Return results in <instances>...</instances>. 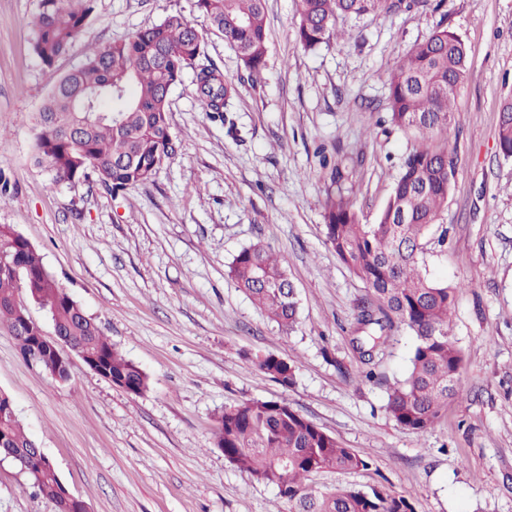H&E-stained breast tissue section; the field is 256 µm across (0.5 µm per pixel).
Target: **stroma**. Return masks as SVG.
Wrapping results in <instances>:
<instances>
[{"mask_svg": "<svg viewBox=\"0 0 512 512\" xmlns=\"http://www.w3.org/2000/svg\"><path fill=\"white\" fill-rule=\"evenodd\" d=\"M270 43L261 74L245 71L223 36L206 34L196 67H215L237 92L211 120L195 69L170 91L175 155L148 183L115 195L93 181L58 182L34 165L37 112L57 79L90 48L129 37L170 12L191 22L193 0H95L53 67L33 51L41 0H0V224L39 251L47 271L149 377L139 395L81 359L59 381L23 359L0 332V394L89 512H288L215 445L225 407L279 399L343 446L365 470L312 477L405 496L413 512H512V158L497 147L501 103L512 97V0H425L349 19L345 40L314 50L295 40L292 0H266ZM465 44L467 78L449 137L455 175L444 247L433 277L458 285L452 334L466 396L430 431H403L387 388L410 367L414 338L395 330L376 377L352 347L365 283L325 237L324 165L338 168L362 223H374L411 147L383 124L391 70L437 25ZM262 243L287 262L298 323L281 330L228 274ZM293 360L285 388L250 367V353ZM0 512H57L32 478L0 462Z\"/></svg>", "mask_w": 512, "mask_h": 512, "instance_id": "1", "label": "stroma"}]
</instances>
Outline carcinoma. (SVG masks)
Segmentation results:
<instances>
[{
	"instance_id": "cac0c4a2",
	"label": "carcinoma",
	"mask_w": 512,
	"mask_h": 512,
	"mask_svg": "<svg viewBox=\"0 0 512 512\" xmlns=\"http://www.w3.org/2000/svg\"><path fill=\"white\" fill-rule=\"evenodd\" d=\"M94 0H42L34 19V52L50 66L63 55L88 23ZM405 0H293L295 37L314 49L344 36L339 21L368 14L392 13ZM202 19L198 27L180 12L126 40L95 48L85 61L54 84L34 125V162L60 181L92 179L116 194L147 183L176 152L169 122L168 96L202 52L203 32H218L251 74L266 66L269 33L265 0H194ZM466 78V50L460 37L438 26L416 43L391 72L386 119L414 140L400 165L389 199L373 224L361 223L346 197L336 168L328 174L323 200L326 242L337 258L370 290L369 304L357 315L353 338L362 355H373L404 327L415 342L410 371L388 388L386 411L401 429L422 435L432 429L448 401L465 396L461 385L463 354L452 338L449 321L457 286L434 280L424 260V246L443 225L455 163L448 153L454 103ZM100 91L90 113L71 111L70 88ZM197 97L212 119L224 118L226 101L236 86L215 68L196 73ZM497 145L512 157V100L499 116ZM0 330L27 355L28 339L18 328L22 313L12 304L18 282L49 315L72 345L103 360L111 375L135 393L148 387V376L128 360L101 326L46 271L37 249L10 224H0ZM229 275L251 303L288 331L298 320V301L284 258L256 243L243 248ZM250 366L287 388L294 383L293 362L257 352ZM0 435L27 450L35 440L24 430L14 408L0 397ZM216 447L224 458L257 482H271L288 501L289 512H413L409 500L372 488L338 484L317 491L312 474L330 469H364L369 462L342 446L310 420L279 400H248L224 408L217 419ZM34 484L67 508L54 468L36 470Z\"/></svg>"
}]
</instances>
